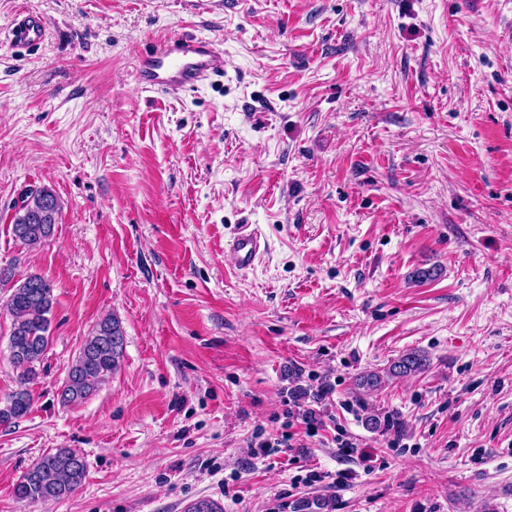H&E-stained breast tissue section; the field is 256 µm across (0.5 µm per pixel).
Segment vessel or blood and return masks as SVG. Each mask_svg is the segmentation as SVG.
I'll return each instance as SVG.
<instances>
[{
    "instance_id": "b4317fda",
    "label": "vessel or blood",
    "mask_w": 512,
    "mask_h": 512,
    "mask_svg": "<svg viewBox=\"0 0 512 512\" xmlns=\"http://www.w3.org/2000/svg\"><path fill=\"white\" fill-rule=\"evenodd\" d=\"M46 30L41 14L25 12L14 20L9 39L13 49L28 50L40 44ZM224 55L214 40L196 35L173 36L142 55L137 80L145 89L176 92L198 86L209 76L223 72ZM266 250L261 233L241 225L228 240L224 252L235 269H251Z\"/></svg>"
}]
</instances>
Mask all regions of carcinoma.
<instances>
[{"label": "carcinoma", "instance_id": "obj_1", "mask_svg": "<svg viewBox=\"0 0 512 512\" xmlns=\"http://www.w3.org/2000/svg\"><path fill=\"white\" fill-rule=\"evenodd\" d=\"M60 204L48 188L29 190L12 219L14 237L28 246H38L51 238L58 224ZM14 268L0 267V288L12 285L4 308L11 317L9 345L11 356L20 368V388L0 405V426L10 425L28 414L32 399L25 385L38 377L50 338L49 314L54 304L51 286L38 274H30L13 283ZM125 336L118 319L104 317L80 349L68 379L59 392L64 404H77L93 395L118 368L123 356ZM427 359L417 352L401 355L389 365L385 375L368 373L359 386L373 389L382 377L400 378L425 370ZM85 476V462L69 448H60L43 456L27 469L13 487L18 500L61 499L72 494Z\"/></svg>", "mask_w": 512, "mask_h": 512}]
</instances>
